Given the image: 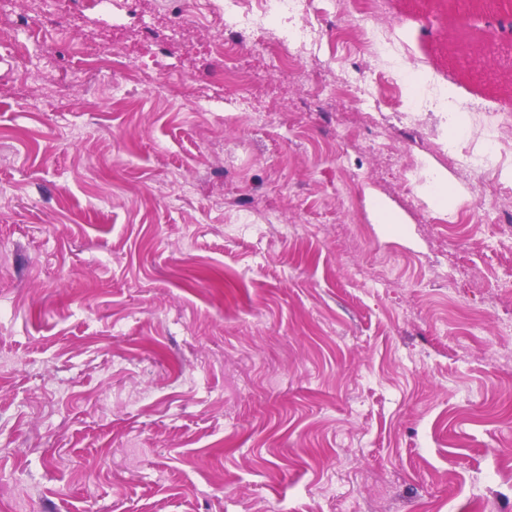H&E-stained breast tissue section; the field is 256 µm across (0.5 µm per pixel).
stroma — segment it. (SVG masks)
<instances>
[{"mask_svg":"<svg viewBox=\"0 0 512 512\" xmlns=\"http://www.w3.org/2000/svg\"><path fill=\"white\" fill-rule=\"evenodd\" d=\"M140 4L124 104L76 49L111 10L0 14L52 22L27 77L0 47V512H512V183L483 208L462 168L512 169L498 12L459 31L456 0H318L316 53L283 68ZM219 36L255 95L203 112L156 89L175 39L169 85L223 104ZM438 100L466 115L451 146Z\"/></svg>","mask_w":512,"mask_h":512,"instance_id":"obj_1","label":"stroma"}]
</instances>
